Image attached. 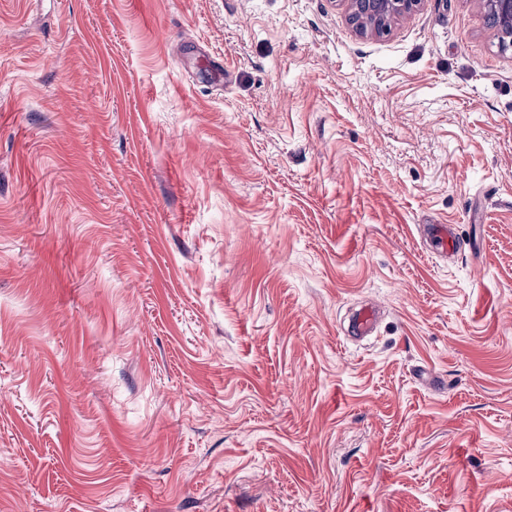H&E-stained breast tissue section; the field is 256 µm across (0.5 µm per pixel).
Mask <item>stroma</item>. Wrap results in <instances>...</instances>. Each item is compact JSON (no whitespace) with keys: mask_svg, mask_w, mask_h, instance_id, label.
I'll return each instance as SVG.
<instances>
[{"mask_svg":"<svg viewBox=\"0 0 512 512\" xmlns=\"http://www.w3.org/2000/svg\"><path fill=\"white\" fill-rule=\"evenodd\" d=\"M0 512H512L479 0H0ZM347 3L350 20L356 29L378 34L377 23L388 16L409 15L416 11L421 0H344ZM371 19L373 21H371ZM379 35V34H378ZM423 238L429 250L438 257L447 259L455 255L457 236L451 224H425Z\"/></svg>","mask_w":512,"mask_h":512,"instance_id":"35a3bbf8","label":"stroma"}]
</instances>
